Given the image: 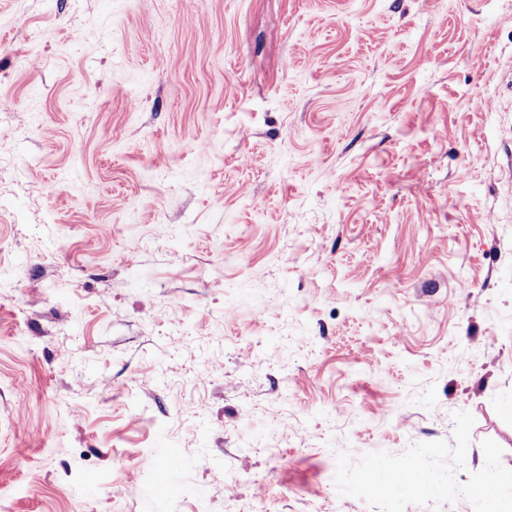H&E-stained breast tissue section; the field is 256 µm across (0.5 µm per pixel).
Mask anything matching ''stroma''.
<instances>
[{
    "label": "stroma",
    "instance_id": "obj_1",
    "mask_svg": "<svg viewBox=\"0 0 512 512\" xmlns=\"http://www.w3.org/2000/svg\"><path fill=\"white\" fill-rule=\"evenodd\" d=\"M457 411L512 469V0H0V512H377Z\"/></svg>",
    "mask_w": 512,
    "mask_h": 512
}]
</instances>
